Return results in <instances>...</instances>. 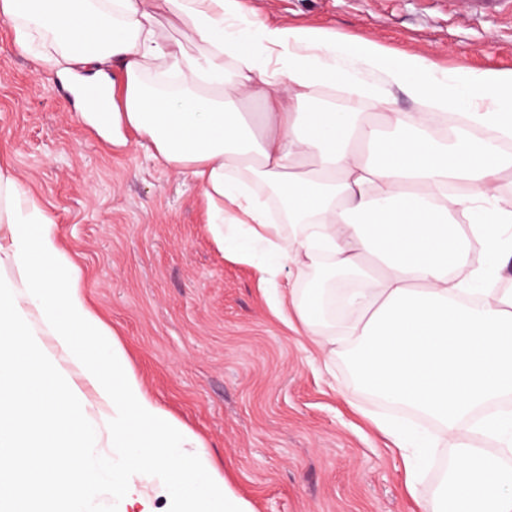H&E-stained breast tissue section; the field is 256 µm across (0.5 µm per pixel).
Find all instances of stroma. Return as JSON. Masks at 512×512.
Returning a JSON list of instances; mask_svg holds the SVG:
<instances>
[{"label": "stroma", "instance_id": "35a3bbf8", "mask_svg": "<svg viewBox=\"0 0 512 512\" xmlns=\"http://www.w3.org/2000/svg\"><path fill=\"white\" fill-rule=\"evenodd\" d=\"M268 23L326 28L444 71L512 72V22L449 0H243ZM75 82L47 75L0 17V161L37 198L85 293L149 394L200 438L254 512H407L404 466L346 353L320 352L271 310L254 262L215 240L201 186L137 141L104 140ZM442 441L419 459L432 496Z\"/></svg>", "mask_w": 512, "mask_h": 512}]
</instances>
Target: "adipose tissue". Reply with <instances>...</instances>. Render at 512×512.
I'll return each instance as SVG.
<instances>
[{"mask_svg": "<svg viewBox=\"0 0 512 512\" xmlns=\"http://www.w3.org/2000/svg\"><path fill=\"white\" fill-rule=\"evenodd\" d=\"M0 0L17 44L51 37L47 70L99 85L112 143L134 131L142 145L204 191L219 242L242 260L261 244L270 265L305 273L319 265L351 275L343 316L328 325L325 285L277 289L283 322L358 355L362 385L423 411L459 441L451 497L414 496L407 429L377 420L405 462L408 512H512V470L469 443L472 432L512 447V412L474 419L512 397V289L487 288L488 269H453L480 249L492 266L512 263V205L497 175L512 167V73L441 72L423 56L393 59L372 42L352 45L325 28L272 25L240 0ZM183 27L185 44L163 43L158 14ZM78 30L98 49L82 54ZM381 76L360 81L356 64ZM343 86L342 109L312 105L321 86ZM419 104L395 111L393 90ZM370 98L375 110L359 111ZM261 101L263 137L239 106ZM458 113L468 133L441 142L421 131ZM280 202L284 234L257 186ZM7 214L0 222V512H82L103 475L119 487L121 512H154L137 480L159 476L183 512H253L214 469L198 437L179 425L131 370L111 326L90 305L79 266L60 245L42 205L0 164ZM232 223H225L226 213ZM491 266V267H492ZM149 429L152 451H141ZM107 435L109 472L82 455L93 431Z\"/></svg>", "mask_w": 512, "mask_h": 512, "instance_id": "ef3b65f1", "label": "adipose tissue"}]
</instances>
